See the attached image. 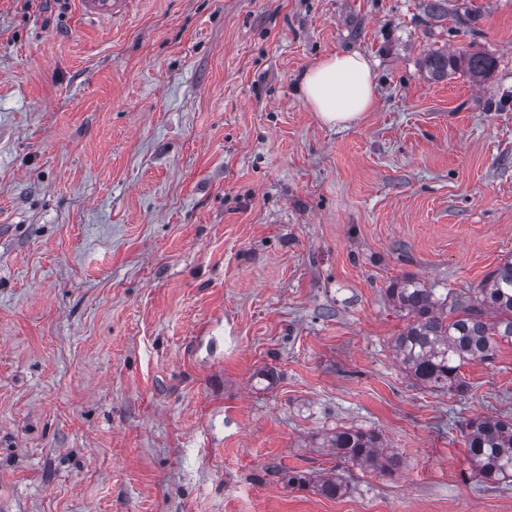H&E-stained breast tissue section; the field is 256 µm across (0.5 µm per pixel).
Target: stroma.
<instances>
[{"label":"stroma","mask_w":512,"mask_h":512,"mask_svg":"<svg viewBox=\"0 0 512 512\" xmlns=\"http://www.w3.org/2000/svg\"><path fill=\"white\" fill-rule=\"evenodd\" d=\"M461 49L483 82L429 78ZM336 52L376 74L346 128L298 85ZM510 255L512 0H0V512H512L461 479L512 344L417 386L386 295ZM341 426L402 468L337 460ZM126 0H76L79 12L97 22L111 21ZM426 72L433 80H441L459 70L466 71L474 80H484L494 67V60L481 53L467 50L433 51L423 62Z\"/></svg>","instance_id":"obj_1"}]
</instances>
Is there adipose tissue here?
<instances>
[{
  "mask_svg": "<svg viewBox=\"0 0 512 512\" xmlns=\"http://www.w3.org/2000/svg\"><path fill=\"white\" fill-rule=\"evenodd\" d=\"M305 102L329 126L356 122L374 103V75L361 54L336 53L316 62L301 77Z\"/></svg>",
  "mask_w": 512,
  "mask_h": 512,
  "instance_id": "1",
  "label": "adipose tissue"
}]
</instances>
